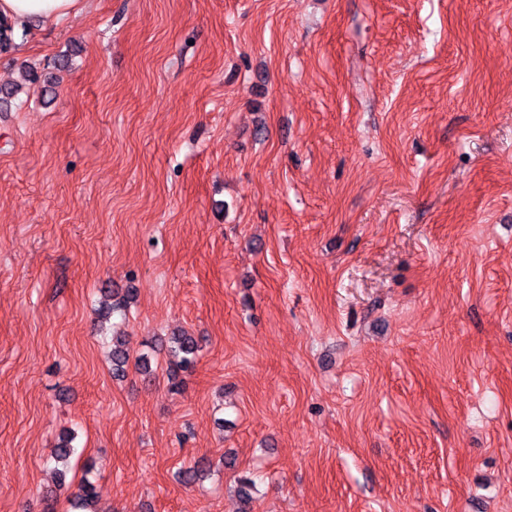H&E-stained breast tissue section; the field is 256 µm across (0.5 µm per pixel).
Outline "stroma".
Returning a JSON list of instances; mask_svg holds the SVG:
<instances>
[{"label": "stroma", "mask_w": 512, "mask_h": 512, "mask_svg": "<svg viewBox=\"0 0 512 512\" xmlns=\"http://www.w3.org/2000/svg\"><path fill=\"white\" fill-rule=\"evenodd\" d=\"M62 58L0 108V512H512V0H82L0 87ZM170 343L169 354L176 359V368L181 371L192 370L196 365L199 351L194 337L187 333H181L172 336Z\"/></svg>", "instance_id": "stroma-1"}]
</instances>
